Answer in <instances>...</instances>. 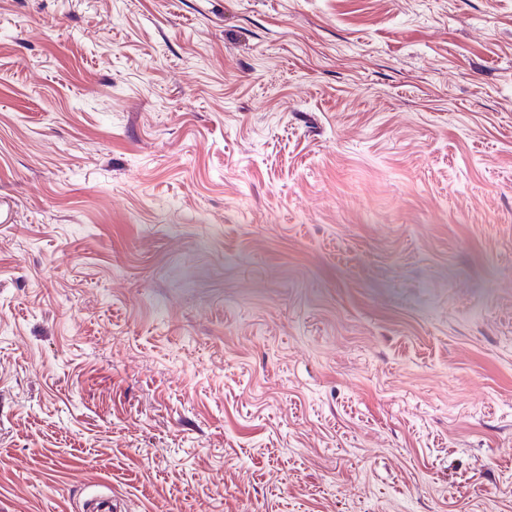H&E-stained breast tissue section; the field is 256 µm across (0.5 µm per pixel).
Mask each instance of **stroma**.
Returning <instances> with one entry per match:
<instances>
[{
    "instance_id": "35a3bbf8",
    "label": "stroma",
    "mask_w": 512,
    "mask_h": 512,
    "mask_svg": "<svg viewBox=\"0 0 512 512\" xmlns=\"http://www.w3.org/2000/svg\"><path fill=\"white\" fill-rule=\"evenodd\" d=\"M512 512V0H0V512Z\"/></svg>"
}]
</instances>
